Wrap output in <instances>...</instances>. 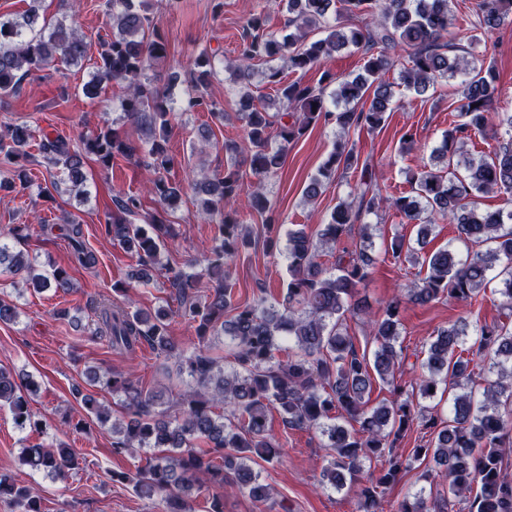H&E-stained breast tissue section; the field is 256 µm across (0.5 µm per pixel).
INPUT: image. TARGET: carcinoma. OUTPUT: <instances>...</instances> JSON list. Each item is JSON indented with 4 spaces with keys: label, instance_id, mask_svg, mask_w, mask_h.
<instances>
[{
    "label": "carcinoma",
    "instance_id": "carcinoma-1",
    "mask_svg": "<svg viewBox=\"0 0 512 512\" xmlns=\"http://www.w3.org/2000/svg\"><path fill=\"white\" fill-rule=\"evenodd\" d=\"M30 2L18 17L0 18V97L16 93L31 72L52 63L73 65L87 55L88 43L77 27L62 21L37 25L38 0ZM109 8L112 34L100 42V64L82 91L94 99L104 81L126 84L122 109L141 131L142 144L106 127L84 137L80 147L57 136L42 140L38 150L48 161L63 163L74 186L86 179L87 159L109 169L118 157L144 154L145 167L154 173L148 193L161 210L147 217V223L134 224L129 217L141 209L140 197L119 196L105 230L135 259L129 285L148 286L155 271L166 270L179 307L195 323L197 335V346L188 352L169 336L165 308L151 315L112 303L99 307L100 338L109 347L131 352L146 344L157 355L175 360L179 374L188 377L187 388L172 410L161 391L147 392L119 372L104 381L97 372H88L89 385L101 382L121 399L124 415L116 419L94 394L74 387L88 413L100 425L109 426L113 452L133 456L147 448L165 449L164 454L147 459L135 477L114 472L112 480L129 479L139 495L160 498L163 512H187L189 500L205 483L221 488L229 484L255 500H266L269 487L251 463L270 462L279 454L268 429V413L275 409L288 428L317 430L327 437V464L322 471L326 484L337 490L354 487L358 512H383L384 489L408 467L392 448L415 421L422 420L434 437L424 447L412 449L411 458L432 457L448 481V490L428 497L421 489L393 512H512V470L505 462V452L512 450V210H486L478 203L480 195L490 191L512 194V107L501 106L504 93L492 65L477 66L463 57H450L447 51L450 29L469 31L470 40L476 41L512 19V0H478L469 14L454 12L451 0H285L288 19L280 37L264 32L262 15H250L234 63L243 137L222 144L230 161L227 172L187 177L202 214L217 226L210 251L187 270L163 261L165 239L175 235L167 215L184 191L182 184L165 177L172 166L167 137L173 98L149 76L166 58L168 43L153 26L143 0H109ZM348 46L366 55L364 73L339 78L324 70L317 86L285 80V70L319 68ZM275 59L284 65H272ZM257 61L268 63L261 71L263 80L285 111L270 113L256 102L251 84ZM398 64L404 85L419 94L442 78L462 76L461 96L454 108L459 121L442 134L432 155L442 166L408 173V194L383 197L371 166L360 163L347 142L337 141L305 187L306 200L315 201L338 173L359 167V182L339 199L315 235L302 229L288 231L290 280L282 299H269L261 288L252 302H234L233 286L224 279V262L252 244L248 225L232 206L243 192L247 174L260 179L275 175L286 146L317 123L336 125L342 136L352 129L382 127L393 98L384 76ZM212 73L211 58L204 53L197 56L189 71L195 94L186 107L208 112L212 123L220 124L224 109L206 94ZM492 109L497 110L498 148L488 158H458L471 131L485 127ZM30 139L25 126L0 127V154L13 165L14 177L0 183V188H30V167L38 163L29 151ZM383 208L419 225L421 246L440 219L456 225L457 240L465 248L463 253L456 246L424 253L400 236L393 238L389 250L394 262L427 266L426 276L407 289L408 302L425 305L446 295L472 304L495 282L506 318L492 325L459 319L434 332L428 342L426 374L418 383L419 397L431 401L429 405L414 402L396 381L401 298L386 302L378 315L354 300L358 286L369 276L372 259L361 248L344 246L331 269L319 262L325 247L336 248L356 230L360 241L371 242L366 217ZM62 230L73 262L94 267L97 257L83 239L82 226L71 222ZM29 231V225H17L10 239H0V274L26 276L36 292L50 288L72 292L65 269L40 270L16 249L14 241ZM204 278L213 283L205 298L199 294ZM355 318L370 329L375 345L370 357L358 352L348 333L347 321ZM221 335L231 340L229 373L211 347L212 337ZM281 351L287 352L286 358H277ZM466 351L489 359V376L476 380L470 360L463 359ZM378 380L392 387L391 398L369 412L365 396ZM37 391L32 377L0 369V407L9 409L19 430L40 434L41 421L29 406V397ZM440 391L448 394L444 417L434 404ZM158 404L164 408L156 409ZM341 420L354 421L359 428L350 431L339 424ZM380 457L386 458L382 474L362 480L364 464ZM22 459L61 479L78 465L70 449L42 442L25 445ZM8 495L22 512H43L38 495L0 474V497Z\"/></svg>",
    "mask_w": 512,
    "mask_h": 512
}]
</instances>
